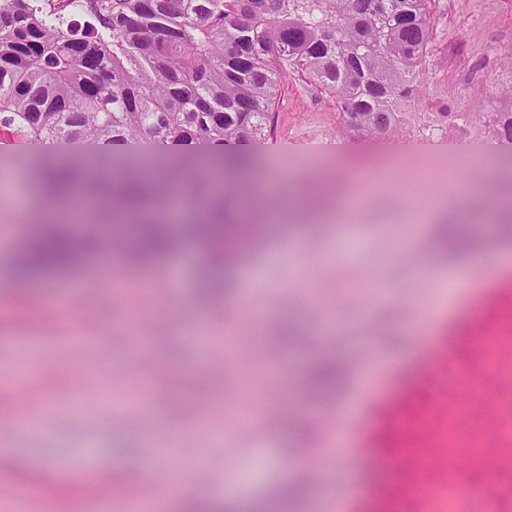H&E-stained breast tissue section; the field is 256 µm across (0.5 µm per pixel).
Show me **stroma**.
I'll return each instance as SVG.
<instances>
[{"label":"stroma","mask_w":512,"mask_h":512,"mask_svg":"<svg viewBox=\"0 0 512 512\" xmlns=\"http://www.w3.org/2000/svg\"><path fill=\"white\" fill-rule=\"evenodd\" d=\"M429 30L419 111L512 106L501 93L512 84V0H434ZM276 110L273 134L254 149V172L288 187L315 176L342 199L371 184L370 208L383 223L347 224L338 208L318 232L282 224L236 271L237 295L208 307L196 302L198 257L154 267L151 287L130 283L120 300L117 261L90 262L76 273L89 290L71 312L54 308L50 274L36 294L20 283L0 292V431L38 420L0 457V512H143L147 504L177 512L197 497L246 512L297 480L308 492L299 512H364L381 482L371 440L384 423L383 400L408 392L427 401L423 365L449 323L480 315L497 282L512 281V230L499 222L507 195L496 164L484 166L496 187L469 202L482 229L469 255H445L416 216L455 203L473 177L469 157L490 138L473 128L449 139L354 135L338 153L334 100L294 73L281 83ZM430 156L447 157L454 182L426 169ZM6 157L19 163L0 176L16 183L13 198L0 201V226L18 239L32 223L25 201L39 156L0 134ZM473 253L494 263V278L474 274ZM290 308L305 337L275 345ZM81 336L94 349L78 344ZM326 353L357 362L342 390L316 398L302 373ZM492 362L489 370L468 352L448 357V399L460 395L462 367L484 375L463 420L476 438L485 437L492 409L512 410V350ZM287 419L315 428L308 448L283 429ZM76 459L90 468L91 489L65 500L48 494L45 482L66 483ZM116 474L131 492L112 502L100 489ZM463 481L489 491L494 512H512V475L468 468Z\"/></svg>","instance_id":"obj_1"}]
</instances>
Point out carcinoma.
Segmentation results:
<instances>
[{
    "label": "carcinoma",
    "mask_w": 512,
    "mask_h": 512,
    "mask_svg": "<svg viewBox=\"0 0 512 512\" xmlns=\"http://www.w3.org/2000/svg\"><path fill=\"white\" fill-rule=\"evenodd\" d=\"M432 0H0V127L40 145L112 146L143 143L181 148L221 147L235 168L251 173L246 149L275 127L279 79L292 71L336 101V128L390 137L416 127L455 134L446 112H414L423 97ZM411 108L404 112L402 108ZM455 118L512 143V108L458 112ZM158 169L119 170L125 187L115 223L135 222L123 247L126 268L148 269L169 257L180 240L207 241L197 288L200 303L233 296L232 270L268 224H186L177 214L191 203L198 179L171 181L168 219L151 213L138 184ZM67 173L62 201L78 198L61 224H37L14 256L17 279L71 273L88 260L95 236L73 231L75 216L96 197L86 178ZM333 196L310 186L307 208L321 210ZM463 218L436 227L439 247L464 254L470 237ZM300 335L292 320L277 329L280 342ZM311 389L333 393L345 367L333 357L307 374ZM306 493L280 489L288 507ZM182 512H230L222 501L200 498Z\"/></svg>",
    "instance_id": "carcinoma-1"
}]
</instances>
